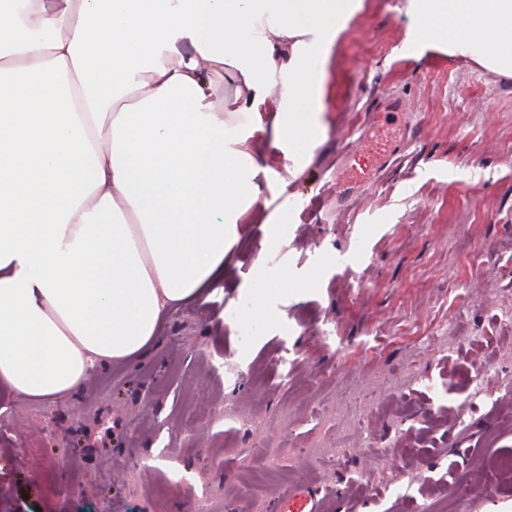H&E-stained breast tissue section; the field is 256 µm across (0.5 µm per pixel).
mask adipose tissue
Returning a JSON list of instances; mask_svg holds the SVG:
<instances>
[{
    "instance_id": "obj_1",
    "label": "adipose tissue",
    "mask_w": 512,
    "mask_h": 512,
    "mask_svg": "<svg viewBox=\"0 0 512 512\" xmlns=\"http://www.w3.org/2000/svg\"><path fill=\"white\" fill-rule=\"evenodd\" d=\"M361 5L0 0L1 388L76 395L222 282L272 174L264 134L284 151L320 128L322 64ZM407 11L409 37L512 77V0Z\"/></svg>"
}]
</instances>
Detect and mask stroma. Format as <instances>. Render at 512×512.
Returning <instances> with one entry per match:
<instances>
[{"mask_svg":"<svg viewBox=\"0 0 512 512\" xmlns=\"http://www.w3.org/2000/svg\"><path fill=\"white\" fill-rule=\"evenodd\" d=\"M406 6L347 23L317 145L277 153L223 284L149 355L72 399L0 390V512H276L295 486L512 512V79L409 42Z\"/></svg>","mask_w":512,"mask_h":512,"instance_id":"1","label":"stroma"}]
</instances>
